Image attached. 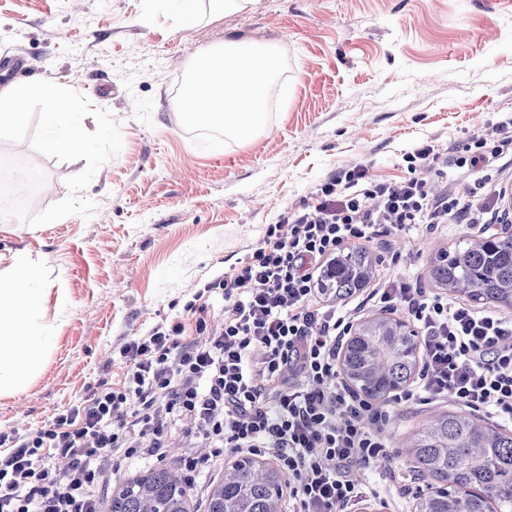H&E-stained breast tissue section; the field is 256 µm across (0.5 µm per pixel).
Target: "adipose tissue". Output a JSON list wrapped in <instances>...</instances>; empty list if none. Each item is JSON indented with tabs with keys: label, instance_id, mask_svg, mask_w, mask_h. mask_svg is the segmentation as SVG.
I'll return each mask as SVG.
<instances>
[{
	"label": "adipose tissue",
	"instance_id": "obj_1",
	"mask_svg": "<svg viewBox=\"0 0 512 512\" xmlns=\"http://www.w3.org/2000/svg\"><path fill=\"white\" fill-rule=\"evenodd\" d=\"M275 70L273 54L225 42L222 50L195 63L181 110L193 124L220 123L247 139L260 125ZM44 282L42 261L27 250L0 254V395L27 387L55 347L41 316L51 294Z\"/></svg>",
	"mask_w": 512,
	"mask_h": 512
}]
</instances>
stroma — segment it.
Here are the masks:
<instances>
[{"label":"stroma","mask_w":512,"mask_h":512,"mask_svg":"<svg viewBox=\"0 0 512 512\" xmlns=\"http://www.w3.org/2000/svg\"><path fill=\"white\" fill-rule=\"evenodd\" d=\"M197 20L176 27L166 0H0V89L46 79L112 113L123 146L84 190L90 218L30 226L0 218V252L42 259L63 312L47 306L56 346L27 388L0 397V437L50 422L99 379L119 382L120 349L187 305L243 261L269 225L306 203L332 173L360 165L370 179L397 181L424 144L464 148L512 118V0H251L221 13L199 0ZM235 39L279 60L265 123L251 139H199L173 90L203 54ZM45 175L43 211L68 194L85 160L60 162L30 139L0 141ZM493 213L512 197V161L469 173ZM464 224L369 245L373 276L426 281L440 251L467 237ZM400 253L399 266L389 264ZM206 292V291H205ZM452 400L401 408L384 466L364 480L404 485L411 512L424 483L405 463L412 434ZM185 440L172 435L161 459L126 460L99 492L157 465H178Z\"/></svg>","instance_id":"1"}]
</instances>
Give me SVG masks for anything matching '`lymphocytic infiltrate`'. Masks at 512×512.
I'll return each mask as SVG.
<instances>
[{
    "label": "lymphocytic infiltrate",
    "instance_id": "1",
    "mask_svg": "<svg viewBox=\"0 0 512 512\" xmlns=\"http://www.w3.org/2000/svg\"><path fill=\"white\" fill-rule=\"evenodd\" d=\"M512 154V123L475 137L454 166L493 167ZM439 152L409 156L406 177L365 178L362 167L331 174L310 203L269 226L246 259L215 282L221 329L208 303L188 305L195 333L160 324L120 350L122 381L100 380L51 422L0 457V512H99L98 488L115 455L161 457L168 437L189 446L180 466L205 472L220 456L272 459L288 477L297 512H353L379 486L357 470L381 465L393 405L450 397L462 408L512 416V321L423 288L385 279L373 306L402 311L421 339L423 364L410 388L380 403L352 390L340 355L350 315L323 300V269L337 252L382 237L427 235L444 224H483L487 212L468 182L439 195L416 178Z\"/></svg>",
    "mask_w": 512,
    "mask_h": 512
}]
</instances>
